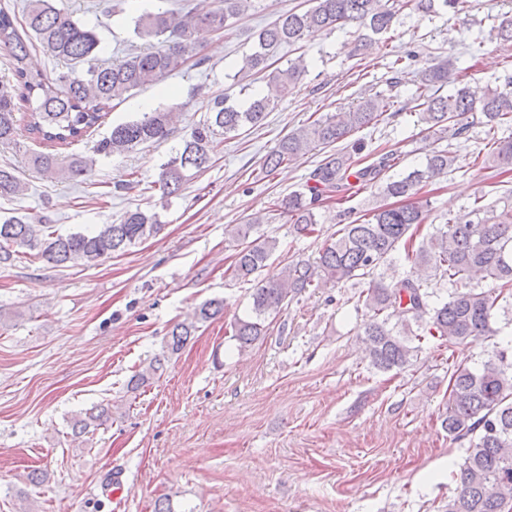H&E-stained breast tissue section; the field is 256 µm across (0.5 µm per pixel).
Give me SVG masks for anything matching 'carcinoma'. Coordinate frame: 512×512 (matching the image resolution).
Returning a JSON list of instances; mask_svg holds the SVG:
<instances>
[{
	"instance_id": "obj_1",
	"label": "carcinoma",
	"mask_w": 512,
	"mask_h": 512,
	"mask_svg": "<svg viewBox=\"0 0 512 512\" xmlns=\"http://www.w3.org/2000/svg\"><path fill=\"white\" fill-rule=\"evenodd\" d=\"M254 0H213L207 10L180 7L142 10L133 17L135 36L146 47L125 59L108 65L98 63L101 41L95 30L71 14L57 9L54 0H26L21 11L8 3L0 4V48L8 51L5 63L10 75L0 76V146H10L19 136L16 112L25 108V131L29 138L49 151L29 155V165L42 177L57 182H76L89 175L96 159L73 155L58 158L57 149L83 140L104 121L115 100H123L136 89L162 83L169 75L199 56L204 34L221 31L239 19ZM390 0H312L302 12L289 11L275 24L262 29L252 53L242 59L241 70L263 74L267 84L288 94L307 71L299 56L285 68H270L269 59L285 45L293 46L318 32H332L353 24L373 34L359 46L379 43L377 36L391 30L396 10ZM416 10L431 13L436 8L456 9L459 0H413ZM496 38L512 44V16L505 15L494 27ZM59 60L66 71L54 78L32 70L26 60L33 49ZM453 60L421 70L420 85L433 89L419 112L422 131L440 136L464 134L468 125L462 119L481 113L491 129L512 126V76L505 88H488L478 93L466 85L446 95L442 90L455 81ZM241 103L230 96L213 100L209 115L183 138L178 149L160 165L158 185L160 205L165 209L173 197L194 176L208 168L218 145L231 134L262 124L275 107V101L240 86ZM389 101L379 94L362 96L346 112L320 117L298 131L283 137L263 162L268 173L298 161L314 150L345 141L351 133L365 129L388 111ZM174 112L156 109L142 117L117 124L100 139L94 154L110 156L127 152L145 143H161L173 133ZM364 149L354 140L328 154L310 173L311 185L277 199L272 211L287 218L296 237L314 232L317 209L333 200V194L346 188L350 179L376 186L383 203L369 210L368 216L343 225L336 240L327 243L310 262L299 260L285 265L272 278L262 276L267 262L278 250L274 237L252 231L268 222L257 212L236 228L241 240L232 277L253 283V316L231 324L232 338L245 349L267 335L266 316L281 311L310 288H326L352 279L370 278L368 288L358 294L356 305L364 308L365 342L370 365L381 372L402 370L412 365L426 336L445 346L476 343L499 333L496 310L512 299V206L499 209L475 199L471 210L455 215L433 227L416 242L427 213L419 200L423 184L455 171L456 156L446 148L433 147L426 154L425 167L403 177L387 175L396 165L394 154H383L366 166L353 160ZM483 168L499 175L512 173V137L499 138L483 159ZM28 191L27 184L8 165H0V198H18ZM164 228L156 210L139 208L126 212L117 224H101L89 233L61 235L51 220L43 216L0 217V266L18 255L55 266L91 265L158 235ZM417 274L377 278L378 268L391 261L398 246ZM441 278L451 285L446 297L427 291L428 281ZM492 282L486 289L484 282ZM224 314V302L209 300L193 315L173 325L166 348L180 350L188 338L205 323ZM165 354L152 358L148 366L133 373L127 391L136 393L164 371ZM112 418V406L74 418V435L98 429ZM442 426L448 437L467 444L459 465L457 493L448 498L447 512H503L512 502V344L498 346L482 367L454 366L448 384V404Z\"/></svg>"
}]
</instances>
